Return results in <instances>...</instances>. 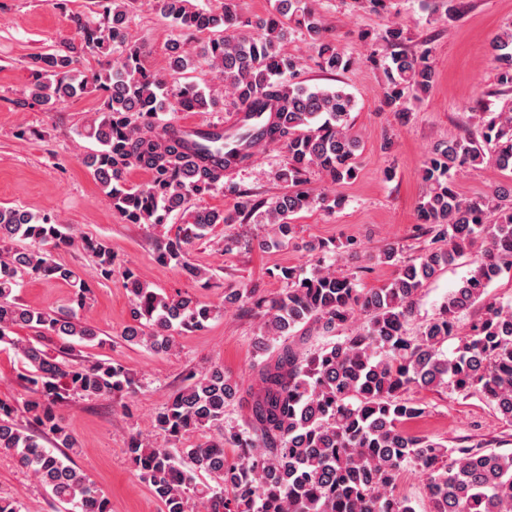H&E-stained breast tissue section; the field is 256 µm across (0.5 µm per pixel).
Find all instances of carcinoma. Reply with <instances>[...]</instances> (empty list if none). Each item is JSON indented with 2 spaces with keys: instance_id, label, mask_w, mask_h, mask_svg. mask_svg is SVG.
Here are the masks:
<instances>
[{
  "instance_id": "cac0c4a2",
  "label": "carcinoma",
  "mask_w": 512,
  "mask_h": 512,
  "mask_svg": "<svg viewBox=\"0 0 512 512\" xmlns=\"http://www.w3.org/2000/svg\"><path fill=\"white\" fill-rule=\"evenodd\" d=\"M107 7V22L71 17L75 35L66 49L31 58L35 77L32 98L49 105L61 96L98 92V117L86 130L100 149L81 162L99 182L105 198L128 224L162 226L178 212L187 216L181 233L160 248L163 265L175 263L193 279L205 272L185 260L193 240L214 224L253 222L271 225L269 249L288 242L295 225L290 216L313 208L332 211L344 204L336 185L353 178L360 141L349 122L355 108L343 88L309 89L291 76L300 61L283 45L291 31L304 32L316 49L319 67L347 71L354 58L328 34L324 20L308 0H277L274 10L242 19L234 0L207 11L189 0H157L160 13L189 33H207L201 56L218 73L238 112L259 119L233 126L229 134L186 131L161 122L168 110L192 112L215 106L220 96L192 82L169 84L165 73H182L188 53L176 47L166 72L146 63L145 50L127 41L128 0ZM119 52L117 61L89 74L77 69L84 54ZM498 84L512 88V28L491 45ZM384 103L400 119L407 96L428 93L436 78L430 51L390 54L384 65ZM479 135L438 145L422 169L426 190L418 207L419 223L433 233L419 255L408 260L388 244L369 260L396 267L380 288L364 290L354 277L337 276L324 265L323 242L307 245L316 256L310 271L283 267L288 284L266 300L254 288H225L224 305L247 308L261 317L257 347L270 356L254 368L255 383L243 388L212 368L188 376V383L156 413L155 422L173 443L193 432H216L204 443L182 449L155 448L138 435L126 454L137 477L152 487L165 512H415L395 494L400 473L414 468L425 476L433 512H512V452L494 448H449L411 435L402 424L422 415V404L405 398L412 387L445 388L484 398L512 423V304L494 298L489 288L512 269V189L490 188L472 198L457 190L456 178L467 168L492 165L512 171V113L477 114ZM283 144L287 162L279 178L287 191L268 202L237 191L233 211L190 210L187 200L220 188L224 171L249 161L260 146ZM133 168L149 174L139 187L127 184ZM320 173L330 187L316 191L307 174ZM27 241L26 248L14 247ZM481 244L477 265L459 288L448 294L438 316L414 336L408 325L425 284ZM79 246L96 258L103 280L112 279L114 257L102 240L76 238L48 213L32 214L0 207V344L13 349L23 371L18 378L29 395L25 421L17 408L0 401V451L49 490L67 512H112L110 500L74 467L70 456L78 441L59 412L73 396L101 397L135 393L136 381L121 363L72 359L76 343L92 342L99 331L83 321L89 284L70 267L52 260L63 246ZM26 277H52L72 288L65 313L31 308L18 295ZM124 286L141 321L123 333L125 340L155 353L173 350V333L201 330L214 308L188 296L163 295L125 270ZM480 305L482 316L460 338L452 356L441 347L455 338L461 316ZM361 311L366 323L355 332L313 352L300 347V336L315 327L330 334ZM38 333L22 342L16 328ZM56 340L55 351L41 340ZM239 399L250 407L245 427L224 424L227 404ZM49 440V449L43 440ZM210 481H196L198 473Z\"/></svg>"
}]
</instances>
